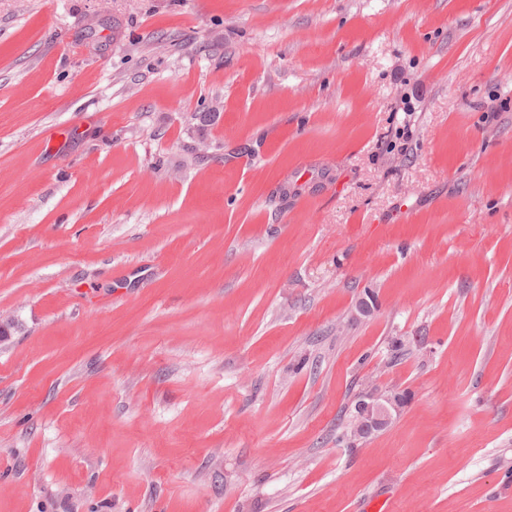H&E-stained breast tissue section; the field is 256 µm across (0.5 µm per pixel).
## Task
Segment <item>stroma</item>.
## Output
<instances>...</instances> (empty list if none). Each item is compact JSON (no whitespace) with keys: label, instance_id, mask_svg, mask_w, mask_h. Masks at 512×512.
<instances>
[{"label":"stroma","instance_id":"35a3bbf8","mask_svg":"<svg viewBox=\"0 0 512 512\" xmlns=\"http://www.w3.org/2000/svg\"><path fill=\"white\" fill-rule=\"evenodd\" d=\"M1 314L0 512H512V0H0ZM401 397L378 389L360 392L352 401L347 439L352 441L386 428L399 411Z\"/></svg>","mask_w":512,"mask_h":512}]
</instances>
